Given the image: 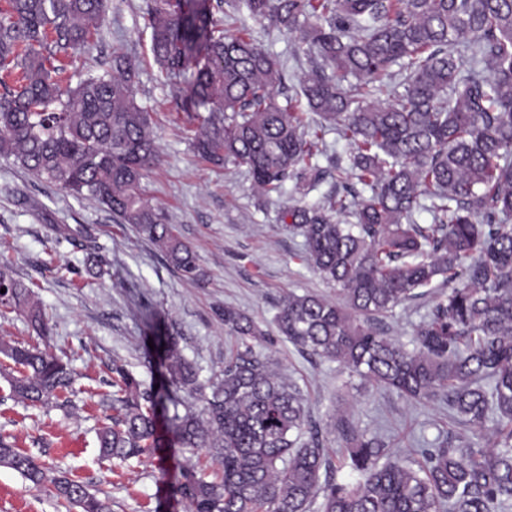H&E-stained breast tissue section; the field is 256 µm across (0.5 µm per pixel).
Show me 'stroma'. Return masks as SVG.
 Here are the masks:
<instances>
[{"instance_id":"1","label":"stroma","mask_w":512,"mask_h":512,"mask_svg":"<svg viewBox=\"0 0 512 512\" xmlns=\"http://www.w3.org/2000/svg\"><path fill=\"white\" fill-rule=\"evenodd\" d=\"M144 8L145 0H112L98 42L66 77L75 81L101 71L116 48L139 62L137 98L152 114L159 148L143 181L145 197L191 246L201 275L187 280L105 206L77 199L0 156V271L29 287L49 320L42 333L25 313L0 307V339L48 351L76 372L68 407L36 409L12 398L7 375L15 367L0 357V434L45 467L107 493L112 512H185L177 487L187 470L211 468L209 457L163 448L127 462L98 459L97 432L112 418V363L126 364L144 385L156 384L160 352L148 342L168 334L178 338L201 378L213 377L235 344L224 330L225 306L271 330L288 294L335 299L334 286L301 261L302 238L290 237L280 221L284 207L316 200L333 183L305 194L289 183L282 195L264 199L245 170L198 159L187 135L192 121L175 104L179 84L155 79ZM227 12L225 27L248 26L284 66L282 96H296L298 77L309 66L306 56L294 54L298 34L255 20L242 6ZM80 226L87 235L77 234ZM266 353L301 390L329 449L337 447L332 424L339 414L401 454L448 429L445 407L408 406L396 394L349 377L339 363L308 360L283 340ZM0 512L68 510L49 489H32L19 473L0 466Z\"/></svg>"}]
</instances>
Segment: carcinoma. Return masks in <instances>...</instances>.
Listing matches in <instances>:
<instances>
[{
	"label": "carcinoma",
	"instance_id": "1",
	"mask_svg": "<svg viewBox=\"0 0 512 512\" xmlns=\"http://www.w3.org/2000/svg\"><path fill=\"white\" fill-rule=\"evenodd\" d=\"M250 14L301 35L310 58L299 77L307 111L282 104L279 60L249 30L224 29L225 0H146L144 30L163 85L188 79L177 106L193 115L194 152L245 169L261 196L285 184L334 191L287 208L301 259L336 286V301L288 295L278 336L234 306L224 329L236 345L221 374L202 380L164 342L165 383L145 387L119 361L112 423L98 432L101 461L162 447L156 411L180 401L170 448L206 450L219 464L191 470L179 491L187 512H512V0H244ZM110 0H7L0 11V156L70 195L106 206L195 280V256L164 211L144 198L158 160L152 119L137 100L139 66L112 51V65L60 85L99 36ZM320 122L308 120V113ZM333 131L351 148L323 168ZM430 201L425 205L424 201ZM420 209L433 223L418 224ZM354 213L356 223L341 216ZM435 293L404 342L387 319ZM0 305L47 327L31 290L0 272ZM282 338L311 359L335 361L411 405L448 406L456 425L406 459L350 419L333 427V458L306 399L263 349ZM20 367L12 395L33 407L71 391L59 358L0 341ZM0 466L76 512H111L108 498L0 436ZM347 468L351 479L339 481Z\"/></svg>",
	"mask_w": 512,
	"mask_h": 512
}]
</instances>
